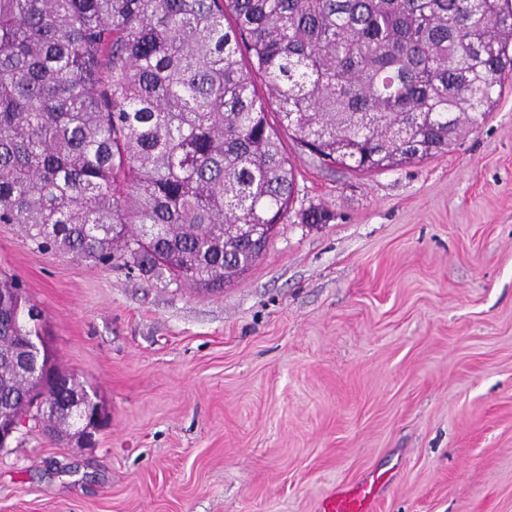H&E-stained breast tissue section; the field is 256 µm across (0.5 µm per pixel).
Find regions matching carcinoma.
Segmentation results:
<instances>
[{
    "label": "carcinoma",
    "mask_w": 512,
    "mask_h": 512,
    "mask_svg": "<svg viewBox=\"0 0 512 512\" xmlns=\"http://www.w3.org/2000/svg\"><path fill=\"white\" fill-rule=\"evenodd\" d=\"M511 78L512 0H0V224L221 291L266 250L242 225L293 203L281 132L392 168L447 149ZM26 302L0 277V410L85 426L53 354L33 380Z\"/></svg>",
    "instance_id": "carcinoma-1"
}]
</instances>
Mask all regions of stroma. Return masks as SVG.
Returning a JSON list of instances; mask_svg holds the SVG:
<instances>
[{"label": "stroma", "instance_id": "35a3bbf8", "mask_svg": "<svg viewBox=\"0 0 512 512\" xmlns=\"http://www.w3.org/2000/svg\"><path fill=\"white\" fill-rule=\"evenodd\" d=\"M285 146L287 220L220 293L0 224V271L107 414L89 440L27 421L0 449V512H318L376 477L377 512H512V85L420 162Z\"/></svg>", "mask_w": 512, "mask_h": 512}]
</instances>
